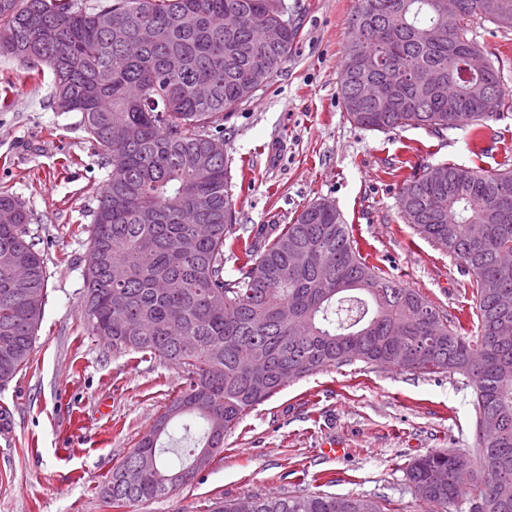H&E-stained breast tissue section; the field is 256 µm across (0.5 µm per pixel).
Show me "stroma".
Segmentation results:
<instances>
[{"instance_id":"35a3bbf8","label":"stroma","mask_w":512,"mask_h":512,"mask_svg":"<svg viewBox=\"0 0 512 512\" xmlns=\"http://www.w3.org/2000/svg\"><path fill=\"white\" fill-rule=\"evenodd\" d=\"M299 28L283 70L224 123L235 232L292 223L303 205L336 204L373 264L457 315L472 287L456 260L403 223L405 163L487 169L512 150V107L472 140L452 130L372 131L349 121L339 85L356 0H284ZM470 37L512 98V29L477 21ZM0 190L34 213L47 302L31 360L0 387V512H113L99 494L183 383L176 366L117 353L83 316L89 225L108 169L78 113L47 104V85L0 56ZM474 393L459 375H423L357 361L288 383L250 410L192 484L120 512H214L227 498L322 492L429 512L406 477L413 459L475 441ZM339 447L336 456L326 445Z\"/></svg>"}]
</instances>
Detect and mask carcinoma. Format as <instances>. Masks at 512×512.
Segmentation results:
<instances>
[{"label":"carcinoma","instance_id":"cac0c4a2","mask_svg":"<svg viewBox=\"0 0 512 512\" xmlns=\"http://www.w3.org/2000/svg\"><path fill=\"white\" fill-rule=\"evenodd\" d=\"M224 13V29L190 14ZM282 0H0V56L48 80L49 106L80 113L102 150L108 178L91 214L84 312L115 352L176 365L184 383L156 423L101 484L114 508L190 485L224 451V436L280 391L355 361L419 372L458 373L474 389L476 438L468 452L435 451L406 468L433 512H512V168L444 163L431 181L411 167L399 199L404 223L458 261L470 276L467 319L437 309L369 262L336 207L312 202L293 223L247 237L237 221L224 121L288 62L298 29L282 26ZM479 17L512 28V0H357L339 94L354 124L376 131L467 130L481 138L506 106L494 62L463 23ZM120 26L143 37L128 55L111 39ZM375 59L358 74L356 52ZM180 58L177 72L170 57ZM391 91L386 107L354 105L360 81ZM0 383L30 361L47 298L45 260L29 235L32 211L0 193ZM237 275L226 278V258ZM202 426L193 453L164 457L170 423ZM480 477L459 489L455 472ZM139 470L131 485L123 470ZM216 512H384L377 501L320 492L248 496Z\"/></svg>","mask_w":512,"mask_h":512}]
</instances>
